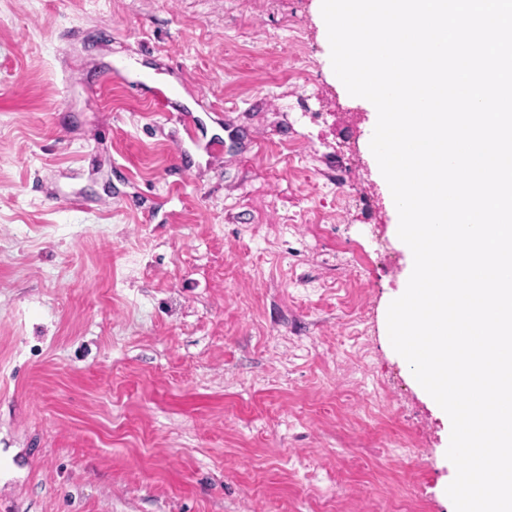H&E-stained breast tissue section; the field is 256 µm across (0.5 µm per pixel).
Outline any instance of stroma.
<instances>
[{"instance_id":"obj_1","label":"stroma","mask_w":512,"mask_h":512,"mask_svg":"<svg viewBox=\"0 0 512 512\" xmlns=\"http://www.w3.org/2000/svg\"><path fill=\"white\" fill-rule=\"evenodd\" d=\"M374 120L321 0H0V512H452Z\"/></svg>"}]
</instances>
